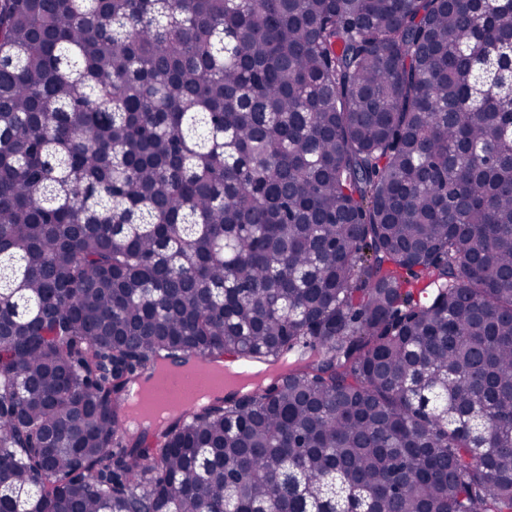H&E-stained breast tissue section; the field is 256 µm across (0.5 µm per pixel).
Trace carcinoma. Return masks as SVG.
Listing matches in <instances>:
<instances>
[{
	"mask_svg": "<svg viewBox=\"0 0 512 512\" xmlns=\"http://www.w3.org/2000/svg\"><path fill=\"white\" fill-rule=\"evenodd\" d=\"M511 61L512 0H0V512H512ZM223 361L224 366L227 362L234 366L240 363L228 356H224ZM224 366L212 368L208 374H200L186 365H168L156 375L154 388L138 390L129 396L130 417L142 426L164 424L180 413L182 402L198 406L212 401L220 392L239 389L251 381L250 374L226 370ZM173 380H178L182 389L176 398H169L165 394L166 387ZM193 405L186 404L182 412H192L197 407Z\"/></svg>",
	"mask_w": 512,
	"mask_h": 512,
	"instance_id": "1",
	"label": "carcinoma"
}]
</instances>
